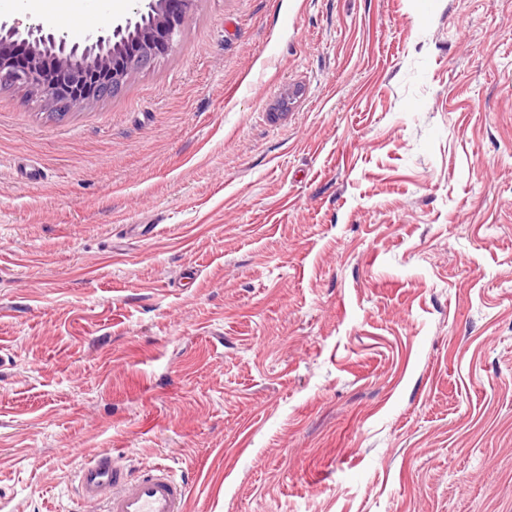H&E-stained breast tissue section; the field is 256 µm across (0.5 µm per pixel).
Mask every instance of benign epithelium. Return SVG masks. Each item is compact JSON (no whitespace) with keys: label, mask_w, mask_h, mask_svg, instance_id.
Listing matches in <instances>:
<instances>
[{"label":"benign epithelium","mask_w":512,"mask_h":512,"mask_svg":"<svg viewBox=\"0 0 512 512\" xmlns=\"http://www.w3.org/2000/svg\"><path fill=\"white\" fill-rule=\"evenodd\" d=\"M195 0H137L132 14L70 42L40 24L0 22V44L27 49L22 64L0 55V83L33 88L57 107L87 106L118 93L127 74L170 52Z\"/></svg>","instance_id":"7a95c632"}]
</instances>
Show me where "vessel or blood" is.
<instances>
[{"label": "vessel or blood", "mask_w": 512, "mask_h": 512, "mask_svg": "<svg viewBox=\"0 0 512 512\" xmlns=\"http://www.w3.org/2000/svg\"><path fill=\"white\" fill-rule=\"evenodd\" d=\"M78 496L85 512H184L187 487L166 465L142 463L131 474L121 459L104 450L77 473Z\"/></svg>", "instance_id": "obj_1"}]
</instances>
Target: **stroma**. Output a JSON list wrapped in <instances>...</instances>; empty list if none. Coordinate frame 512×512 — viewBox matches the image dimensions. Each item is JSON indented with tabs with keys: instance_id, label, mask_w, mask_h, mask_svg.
I'll return each instance as SVG.
<instances>
[{
	"instance_id": "obj_1",
	"label": "stroma",
	"mask_w": 512,
	"mask_h": 512,
	"mask_svg": "<svg viewBox=\"0 0 512 512\" xmlns=\"http://www.w3.org/2000/svg\"><path fill=\"white\" fill-rule=\"evenodd\" d=\"M104 449L185 512H512V0H196L115 97L0 90V512Z\"/></svg>"
}]
</instances>
